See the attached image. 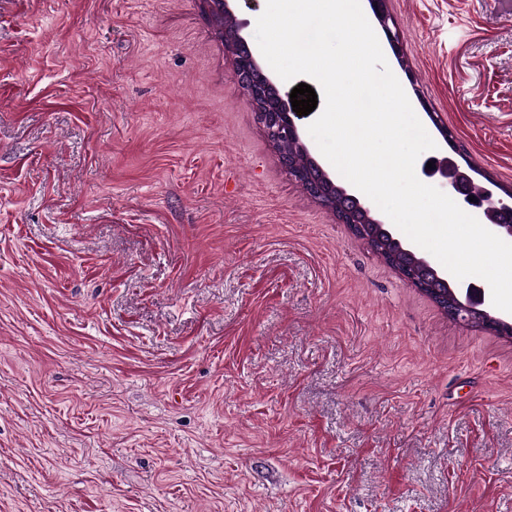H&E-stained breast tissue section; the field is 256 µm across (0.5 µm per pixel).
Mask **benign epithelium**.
Listing matches in <instances>:
<instances>
[{
	"label": "benign epithelium",
	"instance_id": "7a95c632",
	"mask_svg": "<svg viewBox=\"0 0 512 512\" xmlns=\"http://www.w3.org/2000/svg\"><path fill=\"white\" fill-rule=\"evenodd\" d=\"M368 3L376 23L385 34L399 69L405 75H410L400 48L399 34L390 26V18L381 8L382 0H368ZM242 30V25H237L232 32L224 34V42L226 51L232 58L233 68L255 79L254 96L249 99V104L255 112L264 136L271 143L277 142L282 137L289 138L310 157V160H315L299 125V114L292 110L290 92L283 90L279 81L260 64L253 48L242 35ZM429 161L433 162L431 170L426 169ZM420 172L426 179L446 188L449 197L464 211L476 215L480 223L488 226L491 232L506 241H512V224H503L497 218L499 213L512 211V196L505 200L499 197L496 190L489 189L486 195L477 197V202L469 201V195L472 194L470 184L473 178L466 168L448 155L427 157V160L421 164ZM341 191L356 207L373 213L375 222L380 224L387 234H393L386 216L367 196L349 182L342 183ZM404 251L413 256L414 268L427 267L439 279L448 283L451 303L449 313L454 319L459 322H468L481 316L498 327L508 329L512 327V319L507 314L498 313L484 306V301L476 294L475 286L470 284L464 286L457 282L446 270L418 254L409 244Z\"/></svg>",
	"mask_w": 512,
	"mask_h": 512
}]
</instances>
